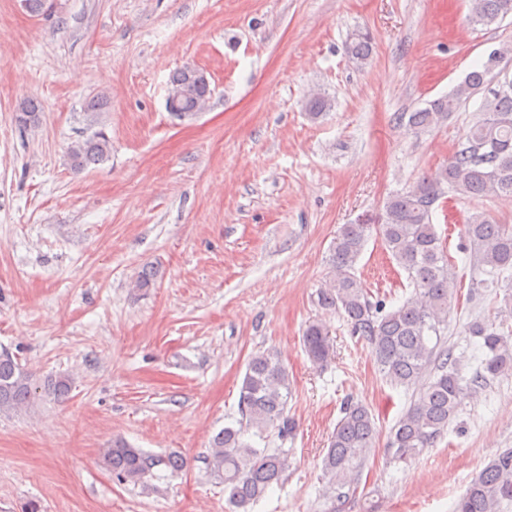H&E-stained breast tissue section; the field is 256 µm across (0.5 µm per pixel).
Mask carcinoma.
Returning <instances> with one entry per match:
<instances>
[{
	"instance_id": "carcinoma-1",
	"label": "carcinoma",
	"mask_w": 512,
	"mask_h": 512,
	"mask_svg": "<svg viewBox=\"0 0 512 512\" xmlns=\"http://www.w3.org/2000/svg\"><path fill=\"white\" fill-rule=\"evenodd\" d=\"M469 12L472 22L491 26L512 16V0H469ZM346 50L358 63H366L372 54L370 34H355ZM511 53V47H503L496 57H488L481 67L470 71L448 95L401 114L399 121L420 131L438 127L485 89L499 60ZM192 72L187 65L170 77V85L188 87L186 95L168 109L178 120L194 118L196 107L213 95L210 85L196 82ZM329 107L328 99L320 94L310 95L306 104L313 119ZM480 112L437 176L425 177L413 189L389 196L375 218L341 225L331 250L329 280L317 292V305L339 313L351 334L366 343L386 382L415 389L409 407L388 436L386 448L395 462L407 463L433 447L465 400L477 397L493 380L512 372V334L481 318L467 324V335L482 351L470 376L463 375L461 358L445 340L456 289L447 251L432 221L433 206L450 189L471 198L512 200V83L488 90ZM40 114L37 100L23 101L16 114L18 126L23 130L37 126ZM110 149V139L100 130L71 143L67 158L70 167L79 172L106 160ZM464 230L473 269L504 282V306L512 314V227L482 213L468 217ZM373 233L413 288L402 305L388 312L382 302L370 299L356 275L355 264ZM302 345L317 367L334 357V338L318 320L306 325ZM69 389L70 381L64 375L48 378L41 387L36 385L17 356L7 350L0 352V412L22 410L42 392L61 398ZM289 397V373L281 359L269 352L251 356L240 387L239 427L226 426L214 437L207 460L210 471L224 482L232 512H249L281 483L290 466L288 450L259 448L247 438L250 434L263 441L270 430L282 443L293 438L297 423L288 411ZM376 434L369 407L344 402L323 455L331 480V512H344L356 496ZM102 459L120 483H144L160 469L177 472L184 466L175 452L153 454L120 439L103 449ZM454 512H512V448H502L489 459Z\"/></svg>"
}]
</instances>
